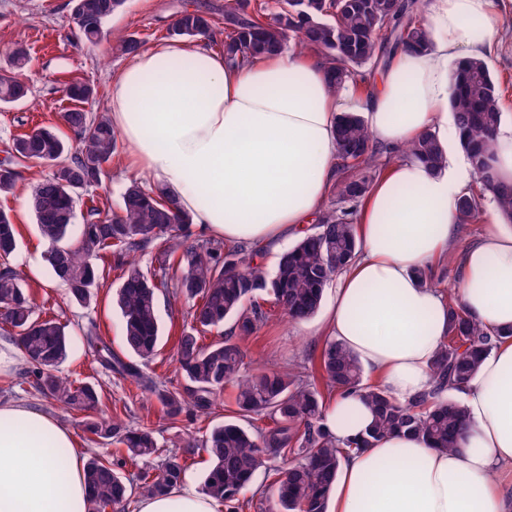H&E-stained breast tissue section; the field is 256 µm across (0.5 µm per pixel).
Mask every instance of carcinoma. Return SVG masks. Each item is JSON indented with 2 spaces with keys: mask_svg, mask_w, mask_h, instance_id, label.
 <instances>
[{
  "mask_svg": "<svg viewBox=\"0 0 512 512\" xmlns=\"http://www.w3.org/2000/svg\"><path fill=\"white\" fill-rule=\"evenodd\" d=\"M125 0H69L71 15L81 36L89 43L100 38L104 24ZM421 0H273L251 3L231 0L224 5V28L212 14L183 11L168 31L170 37L196 39L206 36L230 64L283 52L289 44L317 54L326 67L333 90L357 83L358 68L368 63H388L405 50H425L431 44L427 26L420 20ZM143 41L128 35L113 50L133 57ZM27 53L12 52L16 73L0 78V102L27 98L29 88L22 71ZM65 95L73 106L63 113L65 125L80 137L73 148L57 132L38 128L17 136L4 148L0 160V195L12 193L20 168L32 162L50 173L32 189L29 206L40 234L50 245L47 261L54 277L66 286L72 301L88 306L96 295L107 261L122 273L116 304L123 317V343L141 360L152 358L161 340L158 292L168 287L167 271L182 269L175 294L195 301L190 330L177 341L179 368L190 386L169 390L146 373L141 364L124 360L101 337L94 323L83 330V339L95 352L97 363L139 390L154 394L165 415L177 422L184 414L209 416L215 397L231 384L236 393L234 409L213 426L200 443L188 442L183 452L202 448L210 468L203 491L237 512L239 495L262 469L273 473L270 487L276 493L275 512H328L341 462L353 448H365L386 434L419 435L441 450L458 447L465 428L461 402L443 393L469 383L481 358L507 332L485 329L455 300L448 302V341L432 364L435 387L415 401L401 405L378 384H366L358 359L336 339L328 338L319 358V376L292 368L247 373L242 342L269 319L273 308L295 321H305L320 309L324 290L356 257L359 243L355 214L385 168L382 147L359 114H343L336 125L340 174L339 198L344 206L324 211L316 231L283 252L274 275L255 261L258 252L226 246L208 238L169 246L155 254L157 269L144 272L128 261L156 240L176 230H187L191 218L176 196L155 185L131 182L122 195L120 212L109 215L97 205L87 209V219L76 242H71L79 194L102 183L106 165L117 151V135L110 120L85 109L96 90L73 80ZM458 140L476 175L479 191L464 193L456 202V223L478 220L481 200L488 196L507 224H512V184L500 180L494 145L502 120V96L481 59L460 58L451 69L448 96ZM403 155L432 169L442 167L445 149L427 133L410 143ZM18 230L9 212L0 208V328L22 349L33 386L52 404L83 415L82 425L95 443L115 451L93 452L85 458L84 476L91 489L88 512H125L132 492L163 493L181 484L180 458L165 456L157 469L138 473L132 481L120 472L123 461H136L163 453L154 431L121 421L98 419L92 413L101 396L90 383H77L59 375L71 336L55 318L36 315L23 281L11 267ZM232 321L229 332L209 345L200 343L207 329ZM355 389L365 393L374 411V422L358 438L338 441L322 426L324 393ZM268 420V426L250 431L239 420ZM282 455L288 467L267 466L269 456Z\"/></svg>",
  "mask_w": 512,
  "mask_h": 512,
  "instance_id": "1",
  "label": "carcinoma"
}]
</instances>
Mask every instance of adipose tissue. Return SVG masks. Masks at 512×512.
<instances>
[{"instance_id":"1","label":"adipose tissue","mask_w":512,"mask_h":512,"mask_svg":"<svg viewBox=\"0 0 512 512\" xmlns=\"http://www.w3.org/2000/svg\"><path fill=\"white\" fill-rule=\"evenodd\" d=\"M428 50L398 53L370 97L332 92L314 54L228 64L206 42L141 51L113 82L112 126L132 172L174 193L203 236L274 248L323 209L336 178V121L359 112L374 138L406 148L448 123L449 61L481 59L494 44L490 0H431ZM468 180L448 156L441 169L401 158L363 202L361 248L337 274L324 331L350 350L399 403L434 387L432 363L448 338V300L420 281L455 256L457 302L490 330L512 327V225L492 223L456 245L455 203ZM465 433L453 450L388 435L350 453L332 512H512V339L483 358L458 391ZM363 393L339 392L323 426L345 440L368 429ZM74 435L25 400L0 402V512H88ZM212 497L177 487L139 498L136 512H219Z\"/></svg>"}]
</instances>
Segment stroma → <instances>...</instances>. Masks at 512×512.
<instances>
[{
    "label": "stroma",
    "mask_w": 512,
    "mask_h": 512,
    "mask_svg": "<svg viewBox=\"0 0 512 512\" xmlns=\"http://www.w3.org/2000/svg\"><path fill=\"white\" fill-rule=\"evenodd\" d=\"M69 0H0V77L13 71L10 52L24 47L29 55L26 78L27 98L15 103L0 102V149L13 136L40 127L63 129V113L70 103L64 95L66 83L77 79L93 85L97 101L91 109H109L113 80L128 65V57L113 53L115 39L128 34L143 39L145 47L167 40L168 29L183 9L223 13L225 0H125L105 24L97 43H87L78 33L71 17ZM492 24L496 32L494 48L486 63L503 89V112L512 118V0H492ZM127 151L118 148L108 165L105 181L89 189L87 198L76 205L73 234H80L86 221L89 202H97L108 212L118 211L125 187L132 176L125 168ZM46 173L45 168L25 169L13 194L0 197V207L9 209L19 232V247L11 260L12 268L30 289L38 313L57 318L73 336L71 350L60 367L62 376L80 378L94 384L102 396L103 414L136 426L151 427L161 448L178 452L183 441L201 439L211 426L223 421L232 405L234 390L225 387L209 417L187 415L170 422L155 395L137 390L114 374L103 370L82 339L81 326L95 322L103 341L119 349L122 317L112 305L119 287L120 273L106 272L96 290L97 302L84 307L70 301L66 289L54 280L46 254L48 244L41 238L28 207L33 185ZM188 302L161 294L158 315L162 340L145 370L167 387L181 388L187 381L177 362V340L190 322ZM322 315L292 322L284 318L263 324L244 344L248 370L294 368L307 373L318 366L326 340L321 330Z\"/></svg>",
    "instance_id": "obj_1"
}]
</instances>
